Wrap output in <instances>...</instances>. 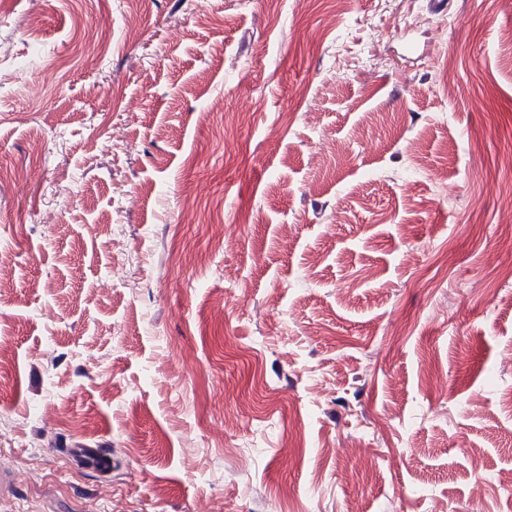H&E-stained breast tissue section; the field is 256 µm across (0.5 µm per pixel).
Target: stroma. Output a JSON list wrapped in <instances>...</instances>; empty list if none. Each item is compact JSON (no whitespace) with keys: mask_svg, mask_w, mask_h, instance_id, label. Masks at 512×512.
I'll list each match as a JSON object with an SVG mask.
<instances>
[{"mask_svg":"<svg viewBox=\"0 0 512 512\" xmlns=\"http://www.w3.org/2000/svg\"><path fill=\"white\" fill-rule=\"evenodd\" d=\"M416 5L0 0L1 499L512 512V0Z\"/></svg>","mask_w":512,"mask_h":512,"instance_id":"1","label":"stroma"}]
</instances>
